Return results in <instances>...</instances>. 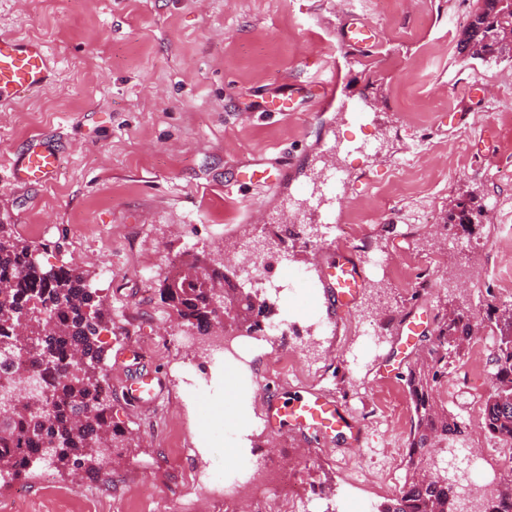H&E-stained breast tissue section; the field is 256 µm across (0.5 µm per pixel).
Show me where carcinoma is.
<instances>
[{
	"label": "carcinoma",
	"instance_id": "cac0c4a2",
	"mask_svg": "<svg viewBox=\"0 0 512 512\" xmlns=\"http://www.w3.org/2000/svg\"><path fill=\"white\" fill-rule=\"evenodd\" d=\"M463 58L498 59L512 53V0H481L458 42ZM36 249L16 235L14 225L0 224V338L20 341L17 329L25 311L45 314L26 326L28 347L36 354L30 366L52 376L49 404L21 396L10 409L0 408V472L25 477L32 467V451L53 447L59 470L92 467L100 448L116 441L112 411L103 386V348L99 335L103 314L96 291L70 268H45L32 258ZM224 280V296H232L247 318L237 326L251 332L262 328L272 309L266 300L254 301L224 279L220 267L203 269L191 278L165 280L161 298L188 324L206 331L218 319L211 284ZM500 344L494 352L493 385L486 395L484 428L512 445V308L495 318ZM472 339V322L464 313L443 314L427 348V355L408 366L407 383L414 402L408 437L407 476L380 512H454L455 485L448 478L430 476L435 468L429 448L440 441L465 436L457 417L437 404V391L447 374L448 360L461 354ZM488 512H512V479Z\"/></svg>",
	"mask_w": 512,
	"mask_h": 512
}]
</instances>
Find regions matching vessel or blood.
<instances>
[{"label":"vessel or blood","instance_id":"vessel-or-blood-1","mask_svg":"<svg viewBox=\"0 0 512 512\" xmlns=\"http://www.w3.org/2000/svg\"><path fill=\"white\" fill-rule=\"evenodd\" d=\"M342 43L357 48L373 42L376 30L367 21L352 23L340 35ZM53 64L44 44L32 40H20L0 35V105H15L26 100L32 93L42 89L51 79ZM338 145L325 143L322 154L325 164L313 186L306 189L300 203L301 211L311 215L313 223L328 224L332 221L330 211L336 191L345 179L336 164ZM57 173L55 152L34 147L21 158L13 171L20 181L44 183ZM336 296L352 297L361 285V264L350 254H341L334 262L327 276ZM125 394L131 404L148 405L159 398L154 378L149 374H139L127 381ZM265 419L270 429L281 430L291 423L309 428L323 437L336 433L348 434L352 446L362 443V431L354 422L345 404L339 403L326 393L315 392L302 395L289 402L274 397H266Z\"/></svg>","mask_w":512,"mask_h":512}]
</instances>
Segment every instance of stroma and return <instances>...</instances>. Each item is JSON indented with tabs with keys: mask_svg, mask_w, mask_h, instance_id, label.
I'll return each mask as SVG.
<instances>
[{
	"mask_svg": "<svg viewBox=\"0 0 512 512\" xmlns=\"http://www.w3.org/2000/svg\"><path fill=\"white\" fill-rule=\"evenodd\" d=\"M476 0H0V34L43 40L53 81L26 101L0 107V223L35 234L48 266L84 270L108 313L100 334L111 379L112 423L122 434L111 464L83 475L57 471V492L44 490L39 467L24 481L27 512H174L190 488L168 464L187 448L201 479H227L224 448L236 442L244 468L288 459L317 486L318 512H379L406 477L405 460L386 448L406 443L413 402L409 362L424 352L445 311L503 308L512 299V58L463 60L457 42ZM372 23L376 43L347 51L341 31ZM339 68L336 94L321 106L311 78ZM368 105L354 123L346 104ZM374 142L378 153H339L348 179L338 191L336 223L360 227L369 247L391 260L435 257L441 275L420 291L381 270H364L351 303L334 299L323 273L340 254L335 240L303 243L310 225L288 224L302 190L322 166V144ZM53 149L60 172L45 185L14 180L11 168L35 145ZM288 165L276 189L240 178L243 169ZM469 201L472 224L449 226L450 203ZM263 241L285 282L265 299L294 330L269 337L273 356L319 336L315 367L280 379L292 398L322 391L345 403L365 429L358 472L341 467L344 435L323 443L310 429L274 434L264 419L267 360L244 378L253 389L252 427L235 433L224 420V360L158 346L147 339L181 326L160 298L167 258L197 256L227 266L244 285L228 245ZM153 272L151 289L140 268ZM421 315L413 344L399 341L408 312ZM371 328L381 340L370 348ZM140 360L124 359L125 351ZM471 360L448 367L439 393L467 426L466 447L485 468L497 464L498 439L483 427L482 401L464 383ZM150 372L161 383L157 408L130 406L127 379ZM151 483L159 501L142 504Z\"/></svg>",
	"mask_w": 512,
	"mask_h": 512,
	"instance_id": "obj_1",
	"label": "stroma"
}]
</instances>
